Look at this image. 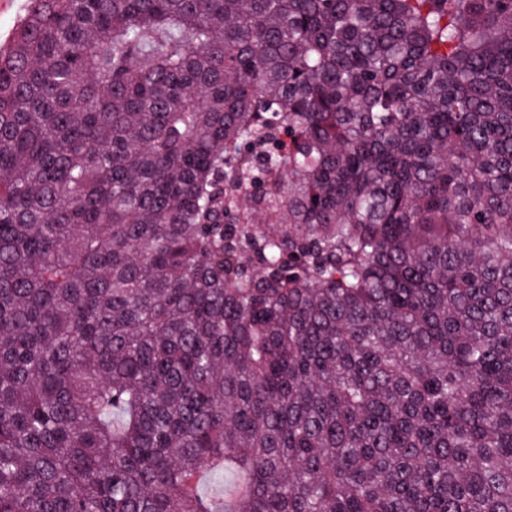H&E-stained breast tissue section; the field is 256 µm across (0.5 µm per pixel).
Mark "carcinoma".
<instances>
[{
    "mask_svg": "<svg viewBox=\"0 0 512 512\" xmlns=\"http://www.w3.org/2000/svg\"><path fill=\"white\" fill-rule=\"evenodd\" d=\"M203 467L512 512V0H30L0 512H216Z\"/></svg>",
    "mask_w": 512,
    "mask_h": 512,
    "instance_id": "1",
    "label": "carcinoma"
}]
</instances>
